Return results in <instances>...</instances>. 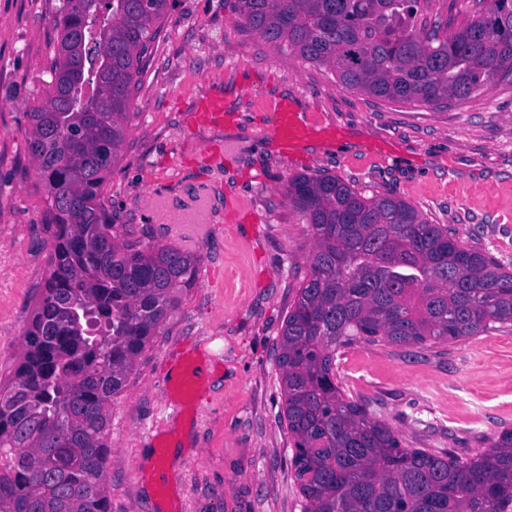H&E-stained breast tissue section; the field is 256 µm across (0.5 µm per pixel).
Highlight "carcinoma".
Listing matches in <instances>:
<instances>
[{
	"label": "carcinoma",
	"mask_w": 512,
	"mask_h": 512,
	"mask_svg": "<svg viewBox=\"0 0 512 512\" xmlns=\"http://www.w3.org/2000/svg\"><path fill=\"white\" fill-rule=\"evenodd\" d=\"M422 0H234L243 24L388 102H461L512 83V0L453 33ZM171 0H58L27 152L46 187L49 271L0 379V512H110L112 401L198 276V257L130 238L102 194ZM313 240L278 346L302 512H512V430L472 455L408 448L349 396L337 355L512 328V269L404 200L333 176L288 180Z\"/></svg>",
	"instance_id": "obj_1"
}]
</instances>
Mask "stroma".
Returning a JSON list of instances; mask_svg holds the SVG:
<instances>
[{
	"label": "stroma",
	"mask_w": 512,
	"mask_h": 512,
	"mask_svg": "<svg viewBox=\"0 0 512 512\" xmlns=\"http://www.w3.org/2000/svg\"><path fill=\"white\" fill-rule=\"evenodd\" d=\"M53 18L48 0H0V373L21 356L48 273L45 186L25 142ZM217 93L223 123L189 122ZM281 98L337 137L280 149L271 109ZM133 110L103 194L133 237L190 250L199 268L112 404L111 512H301L275 352L312 240L288 204V179L331 174L393 194L512 267V85L461 103L382 101L239 26L232 0H175ZM220 142L232 154L206 165ZM202 196L211 231L198 240L175 220ZM189 343L216 361L192 394L166 374ZM338 364L346 392L408 447L463 454L512 429V330L423 348L361 345Z\"/></svg>",
	"instance_id": "35a3bbf8"
}]
</instances>
